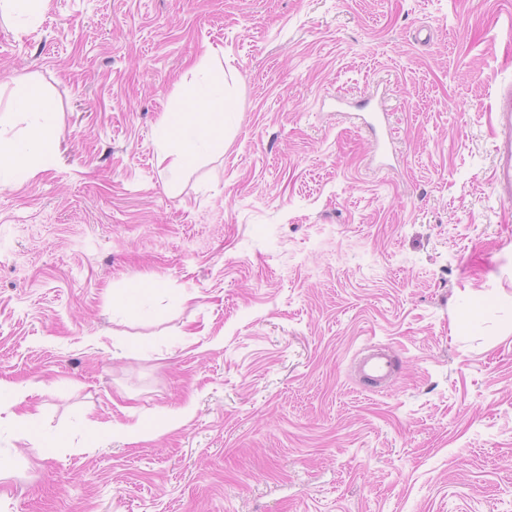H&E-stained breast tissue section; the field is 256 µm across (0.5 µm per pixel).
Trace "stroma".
Masks as SVG:
<instances>
[{
	"mask_svg": "<svg viewBox=\"0 0 512 512\" xmlns=\"http://www.w3.org/2000/svg\"><path fill=\"white\" fill-rule=\"evenodd\" d=\"M512 0H52L0 19V512H512ZM218 58L211 70L197 63ZM224 145L179 173L178 87ZM385 102L393 153L360 119ZM389 347L373 391L357 353ZM191 418L167 431L170 410ZM36 417V432L19 422ZM100 422L147 437L95 441ZM179 94L184 99V107L166 112L157 128L158 146L163 160L171 158V172L191 164L201 146H221L216 132H223L224 112L229 105L224 98L223 82L209 95L200 93L192 84L182 85ZM496 140L492 183L497 197L512 200V84L498 91L491 109ZM15 113L30 121L34 128L31 138L21 143L6 144L0 139V177L6 173L26 180L39 172L38 160L49 153L53 134L41 107H37L32 93H26L15 106Z\"/></svg>",
	"mask_w": 512,
	"mask_h": 512,
	"instance_id": "stroma-1",
	"label": "stroma"
}]
</instances>
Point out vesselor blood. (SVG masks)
Here are the masks:
<instances>
[{"instance_id": "1", "label": "vessel or blood", "mask_w": 512, "mask_h": 512, "mask_svg": "<svg viewBox=\"0 0 512 512\" xmlns=\"http://www.w3.org/2000/svg\"><path fill=\"white\" fill-rule=\"evenodd\" d=\"M496 140L492 183L497 197L512 200V84L498 91L491 109ZM395 361L388 350L380 349L363 356L360 371L366 380L381 383L389 380Z\"/></svg>"}]
</instances>
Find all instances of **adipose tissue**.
Returning <instances> with one entry per match:
<instances>
[{
    "instance_id": "adipose-tissue-1",
    "label": "adipose tissue",
    "mask_w": 512,
    "mask_h": 512,
    "mask_svg": "<svg viewBox=\"0 0 512 512\" xmlns=\"http://www.w3.org/2000/svg\"><path fill=\"white\" fill-rule=\"evenodd\" d=\"M179 94L184 100L183 108L165 113L157 128L161 155L168 159L173 172L191 164L201 146L217 143L216 133L224 127V112L229 105L220 88L205 95L194 85L185 84ZM15 112L29 120L34 133L20 143L0 141V174L26 180L38 173V159L48 153L53 134L32 95L19 99Z\"/></svg>"
}]
</instances>
